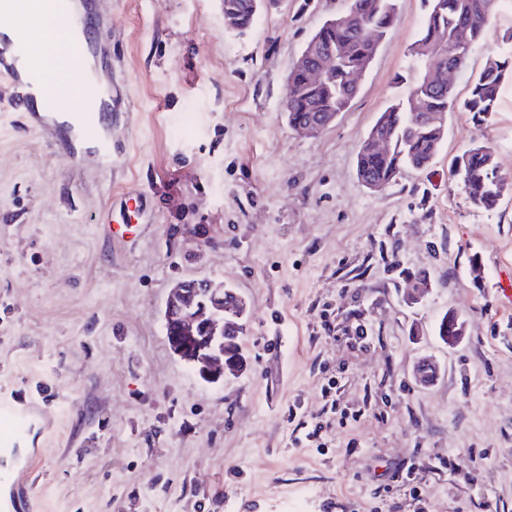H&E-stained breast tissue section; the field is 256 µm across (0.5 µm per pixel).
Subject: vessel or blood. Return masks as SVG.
<instances>
[{
  "label": "vessel or blood",
  "mask_w": 512,
  "mask_h": 512,
  "mask_svg": "<svg viewBox=\"0 0 512 512\" xmlns=\"http://www.w3.org/2000/svg\"><path fill=\"white\" fill-rule=\"evenodd\" d=\"M60 11L69 15L79 48L93 62L90 112L45 114L36 112L33 102L45 89L40 70H24L21 60L25 43L16 30L0 28V79L9 87V104L19 112L20 122L28 128H50L64 131L69 145L84 142L103 167L112 165V46L101 40L100 32L111 30L112 15L104 0H56ZM31 412L7 400H0V512H20L25 492L24 475L32 473L37 461L27 458L23 465L8 464V457L29 433Z\"/></svg>",
  "instance_id": "obj_1"
}]
</instances>
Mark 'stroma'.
Instances as JSON below:
<instances>
[{"label": "stroma", "instance_id": "obj_1", "mask_svg": "<svg viewBox=\"0 0 512 512\" xmlns=\"http://www.w3.org/2000/svg\"><path fill=\"white\" fill-rule=\"evenodd\" d=\"M345 0H274L246 32L221 0H112L111 170L0 113V399L35 396L31 512H512V191L474 206L454 157L491 143L512 179V78L497 112L445 118L426 169L365 187L356 155L406 98L430 0H398L345 112L289 127L287 76ZM512 4L453 77L512 55ZM134 237L101 234L102 217ZM434 286L414 305L415 275ZM247 304L244 366L204 381L164 329L176 282ZM464 322L449 346L444 313ZM425 356L432 383L416 381Z\"/></svg>", "mask_w": 512, "mask_h": 512}]
</instances>
